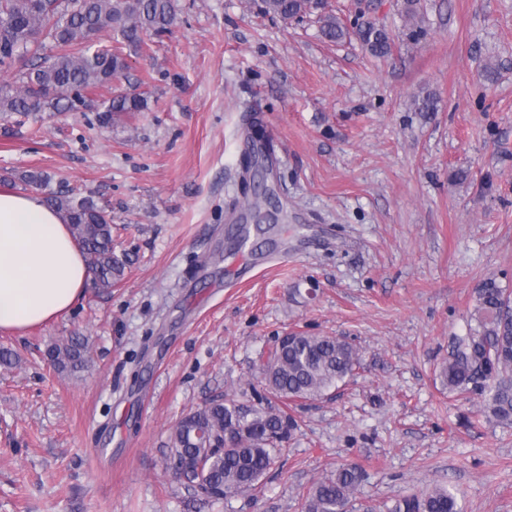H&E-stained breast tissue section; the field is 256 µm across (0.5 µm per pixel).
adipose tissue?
Here are the masks:
<instances>
[{
    "label": "adipose tissue",
    "instance_id": "obj_1",
    "mask_svg": "<svg viewBox=\"0 0 512 512\" xmlns=\"http://www.w3.org/2000/svg\"><path fill=\"white\" fill-rule=\"evenodd\" d=\"M90 277L68 224L42 198L0 192V329L68 312Z\"/></svg>",
    "mask_w": 512,
    "mask_h": 512
}]
</instances>
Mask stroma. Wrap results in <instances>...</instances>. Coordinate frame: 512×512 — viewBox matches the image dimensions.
<instances>
[{
  "label": "stroma",
  "mask_w": 512,
  "mask_h": 512,
  "mask_svg": "<svg viewBox=\"0 0 512 512\" xmlns=\"http://www.w3.org/2000/svg\"><path fill=\"white\" fill-rule=\"evenodd\" d=\"M90 108L0 113V191L92 196L127 261L111 289L0 331V512H301L340 467L362 476L354 512L441 486L460 512H512V427H472L477 397L436 378L480 284L512 291V0H323L302 20L255 0H177ZM334 16L350 32L327 42ZM385 26L389 56L357 24ZM140 112L103 121L116 93ZM433 98L436 109L421 104ZM272 147L266 233L244 159ZM342 336L361 352L346 383L291 403L299 427L254 490L220 502L177 479L178 421L213 400L252 406L278 336ZM88 341L75 373L51 345ZM357 36L363 47L375 57H385L391 52L393 39L384 26L363 22L357 26ZM145 98L135 94H117L106 102H103V110L108 117L112 113L140 112L146 106Z\"/></svg>",
  "instance_id": "35a3bbf8"
}]
</instances>
